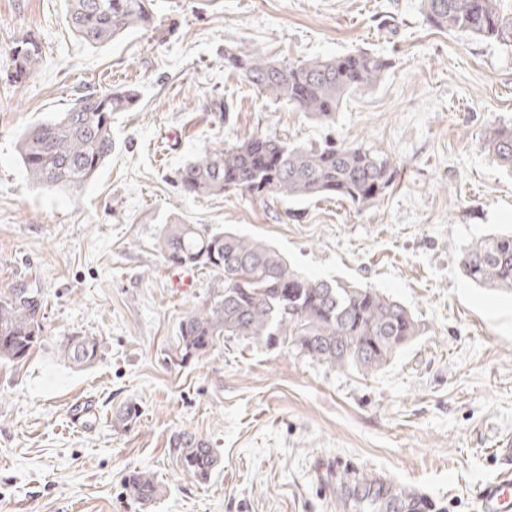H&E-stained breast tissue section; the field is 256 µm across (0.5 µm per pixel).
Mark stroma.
<instances>
[{
  "label": "stroma",
  "mask_w": 512,
  "mask_h": 512,
  "mask_svg": "<svg viewBox=\"0 0 512 512\" xmlns=\"http://www.w3.org/2000/svg\"><path fill=\"white\" fill-rule=\"evenodd\" d=\"M154 3L159 31L92 47L69 29L66 0H0V293L35 288L44 300L40 349L0 364V512H368L350 475L381 471L426 486L442 512H477L503 469L494 445L512 435V292L472 284L460 256L512 230V172L480 148L488 127L512 125V49L430 26L419 0ZM24 35L43 61L12 82L8 49ZM229 47L278 60L362 49L389 68L322 123L226 71ZM122 87L138 101L113 113L95 181L76 199L33 185L19 135L78 93ZM256 132L392 156L396 179L360 208L176 186L187 160ZM174 222L255 238L303 274L373 288L420 333L373 375L235 337L167 366L180 321L224 290L206 269L172 287L157 239ZM74 333L98 340L93 365L58 358ZM81 398L92 410L78 424ZM127 404L137 419L113 426ZM182 431L217 454L207 482L179 471L170 442ZM139 470L164 488L146 509L124 488Z\"/></svg>",
  "instance_id": "obj_1"
}]
</instances>
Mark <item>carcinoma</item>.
I'll return each instance as SVG.
<instances>
[{
  "instance_id": "carcinoma-1",
  "label": "carcinoma",
  "mask_w": 512,
  "mask_h": 512,
  "mask_svg": "<svg viewBox=\"0 0 512 512\" xmlns=\"http://www.w3.org/2000/svg\"><path fill=\"white\" fill-rule=\"evenodd\" d=\"M152 0H70L67 22L77 38L97 45L155 24ZM502 0H420L429 23L439 29L492 39L512 47V11ZM11 76L22 79L42 62V46L31 37L13 42ZM227 69L256 91L299 112L328 121L350 93L376 87L386 59L357 50L328 59L276 61L238 47L224 51ZM132 89L81 94L64 112L26 130L19 157L38 186L76 198L112 156V113L133 107ZM480 147L512 172V125L491 128ZM396 164L386 155L326 142L302 146L252 134L237 144L187 162L176 184L193 196L235 192L242 196L304 200L336 196L369 206L392 186ZM159 249L171 268L209 269L224 275V291L194 307L180 322L166 358L181 367L226 336L266 347L295 349L339 369L380 371L419 333L412 313L371 288L338 279L310 278L293 269L274 248L232 231L194 224H165ZM461 270L484 288L512 291V232L487 235L464 251ZM41 300L33 288L0 294V362L22 365L41 347ZM92 336L71 335L59 358L76 366L98 359ZM180 472L205 481L217 466L209 442L182 432L170 442ZM129 498L142 504L162 494L155 475L135 471L125 479Z\"/></svg>"
}]
</instances>
